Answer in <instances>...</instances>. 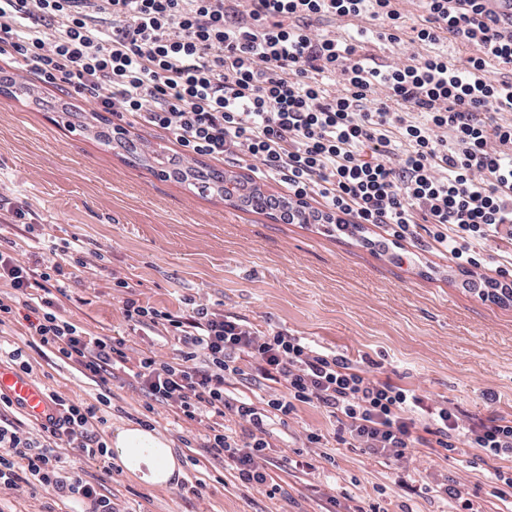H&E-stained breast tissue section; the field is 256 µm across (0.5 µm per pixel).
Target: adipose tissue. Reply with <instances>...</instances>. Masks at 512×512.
<instances>
[{
  "mask_svg": "<svg viewBox=\"0 0 512 512\" xmlns=\"http://www.w3.org/2000/svg\"><path fill=\"white\" fill-rule=\"evenodd\" d=\"M109 450L123 469L148 487H166L181 473L170 441L138 425L115 428Z\"/></svg>",
  "mask_w": 512,
  "mask_h": 512,
  "instance_id": "obj_1",
  "label": "adipose tissue"
}]
</instances>
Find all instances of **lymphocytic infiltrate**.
<instances>
[{"label":"lymphocytic infiltrate","instance_id":"lymphocytic-infiltrate-1","mask_svg":"<svg viewBox=\"0 0 512 512\" xmlns=\"http://www.w3.org/2000/svg\"><path fill=\"white\" fill-rule=\"evenodd\" d=\"M402 0H0V58L47 84L67 86L100 110L170 134L181 160L234 158L255 178H280L287 197L319 196L325 210L354 225L382 224L391 237L434 225L433 241L458 264L478 265L469 241H512V75L490 73L512 61V19L488 17L483 0H423L417 45L396 63L362 54L368 31L402 41ZM359 21L356 32L313 28V19ZM454 39L471 48L463 66L435 47ZM455 238H448V231ZM83 265L80 245L65 259L32 265L0 250V280L20 295L45 293L30 324L35 349L77 365L101 390L97 404L52 395L57 416L24 435L0 396V490L37 486L115 512L83 473L67 468L70 448L97 460L109 454L106 419L118 369H128L156 405L186 420H210L207 453L238 479L280 496L265 470L269 428L299 407L323 409L349 445L382 459L423 448L479 449L508 461L495 473L500 500H512V419L464 423L447 402L371 375L360 363L284 330L262 332L223 310L196 303L183 315L122 303L132 330L163 329L179 348L166 358L125 337L92 336L63 318L47 289L67 294L65 264ZM256 372L286 391L257 407L230 396L228 380Z\"/></svg>","mask_w":512,"mask_h":512}]
</instances>
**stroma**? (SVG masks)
<instances>
[{"label": "stroma", "mask_w": 512, "mask_h": 512, "mask_svg": "<svg viewBox=\"0 0 512 512\" xmlns=\"http://www.w3.org/2000/svg\"><path fill=\"white\" fill-rule=\"evenodd\" d=\"M21 99L0 95V195L25 202L22 224L0 216V247L39 259V243L85 248L78 285L57 300L59 314L93 336H123L131 346L173 355L167 335L130 330L124 298L186 313L207 302L261 331L283 329L357 360L369 356L376 374L447 402L464 422L512 419V301H494L468 288L471 280L512 271V243L490 236L473 241L481 266H460L430 243L421 224L412 239L389 252L338 234L332 224H285L203 196L172 179L126 163L122 151L99 143L93 130L68 125L62 105L95 106L35 76L19 73ZM126 287H116V279ZM27 307L0 326V348H24L32 375L47 391L94 402L98 390L49 350L29 348ZM144 396L132 377L112 381L110 427L136 422ZM153 427L171 443L183 483L200 494L146 487L120 464L104 469L73 451L64 456L116 512H325L330 498H381L387 512H449L429 488L454 478L464 483L478 512H512L496 495L502 463L475 448L442 457L421 451L416 460L386 463L347 447L337 423L304 406L276 427L266 471L282 487L277 499L246 487L222 460L201 446L203 423L157 406ZM321 432L325 449L305 448L302 435ZM330 460H323L321 452ZM314 460L316 467L303 469ZM406 475L399 485L398 475ZM72 500L26 488L0 492V512H80Z\"/></svg>", "instance_id": "1"}]
</instances>
